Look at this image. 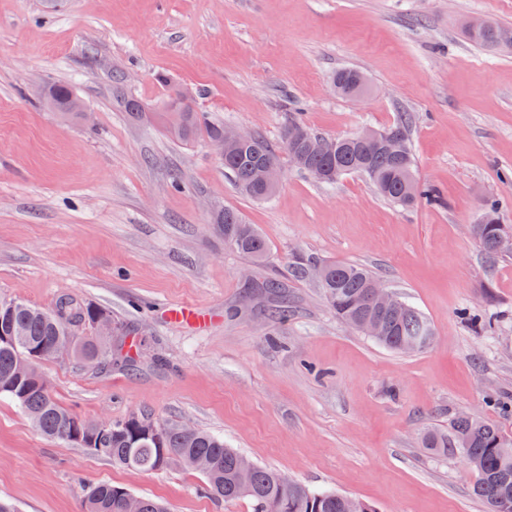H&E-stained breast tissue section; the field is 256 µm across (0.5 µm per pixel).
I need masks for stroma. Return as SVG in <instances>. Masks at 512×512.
<instances>
[{"label": "stroma", "instance_id": "35a3bbf8", "mask_svg": "<svg viewBox=\"0 0 512 512\" xmlns=\"http://www.w3.org/2000/svg\"><path fill=\"white\" fill-rule=\"evenodd\" d=\"M479 18L512 27V0H0V301L47 310L71 296L118 324L111 365L41 364L57 401L84 420L212 432L378 512H488L460 453L423 445L465 413L512 437V253L486 256L471 230L487 198L512 225V46L470 42ZM341 68L367 77L363 100L333 89ZM53 81L91 123L39 102ZM172 84L274 145L293 116L343 137L411 114L416 177L440 201L403 210L362 175L324 185L288 165L254 201L206 136L166 135L156 114ZM119 92L151 117L130 120ZM227 208L264 237V263L225 245L214 222ZM297 256L366 266L425 315L431 345L397 353L353 330L293 272ZM272 278L287 316L261 287ZM180 308L200 321L171 319ZM99 482L171 512H254L205 494L198 472L122 468L49 439L0 396V498L86 512Z\"/></svg>", "mask_w": 512, "mask_h": 512}]
</instances>
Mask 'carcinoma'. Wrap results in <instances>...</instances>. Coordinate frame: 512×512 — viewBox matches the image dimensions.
I'll use <instances>...</instances> for the list:
<instances>
[{
    "instance_id": "obj_1",
    "label": "carcinoma",
    "mask_w": 512,
    "mask_h": 512,
    "mask_svg": "<svg viewBox=\"0 0 512 512\" xmlns=\"http://www.w3.org/2000/svg\"><path fill=\"white\" fill-rule=\"evenodd\" d=\"M469 39L484 48H494L507 39H512V28L497 26L489 32L469 35ZM332 81L336 91L346 97L364 92L365 87L356 82V70H337ZM75 96L66 84H52L39 92L47 108L71 119H80L69 109L70 99ZM119 107L135 120L146 113L142 103L119 95ZM166 132L179 142H191L204 135L209 140L226 136L230 127L215 123L194 107L184 112L161 113ZM411 117L403 115L400 121L385 129L399 144L398 153L393 154L378 145L350 142L344 137L336 138V151L325 154L318 150L314 141L319 136L310 132L296 119H291L283 132L284 149H293L301 155L308 166L306 173L324 184L337 181L336 172L344 170L365 176L374 189L387 201L402 207L413 206L420 199L434 200L432 191L424 188L416 179L410 150ZM300 129L304 137L288 144V132ZM280 163L279 152L273 145L259 136L247 144L224 142V171L232 178L236 187L247 196L263 200L273 196L275 188L253 184L252 171L264 164ZM499 201L486 200L481 204L480 217L486 223L476 225V238L489 257L499 256L493 247V239L512 227L499 222ZM218 228L224 232V242L254 262H262L267 255V244L255 227L245 223L240 214L224 209L218 219ZM326 280L320 283L325 299L346 325L359 331L367 316L379 319L382 337L376 339L380 345L403 352L411 341H432V329L423 314L409 302L398 315L381 311L372 305L370 285L377 276L361 265L327 264ZM110 316L106 310L69 296L60 297L55 306L44 310L24 302H1L0 320L3 325L20 338L14 345L0 344V396L13 400L33 420L45 436L68 442L71 432L78 429L80 418L62 407L53 397L48 384L32 383L19 397L13 390L19 358L27 352V346L36 345L47 350L57 342L71 338L75 343V358L99 354L102 364H112V352H105L102 344L76 334L81 326H89L99 316ZM156 433L145 434V421L131 417L113 423L107 434L96 439L95 447L101 449L99 456L112 464L137 469L143 472L162 470L161 458L176 456L186 468H195L194 461L205 457L211 470L205 475L206 490L226 501L241 497L250 499L254 512H377L374 505L355 500L348 504V496L333 491H319L290 480L266 467L255 466L251 486L246 492L239 489L236 475L242 454L224 445V440L205 431L185 433L177 424L155 426ZM427 448H465L477 461L474 471L473 493L484 501L490 512H512V456L504 457L500 448L512 445L495 425L470 416H461L453 422L449 435L430 431L424 437ZM127 490L110 483L93 485L87 496L86 512H122V501Z\"/></svg>"
}]
</instances>
